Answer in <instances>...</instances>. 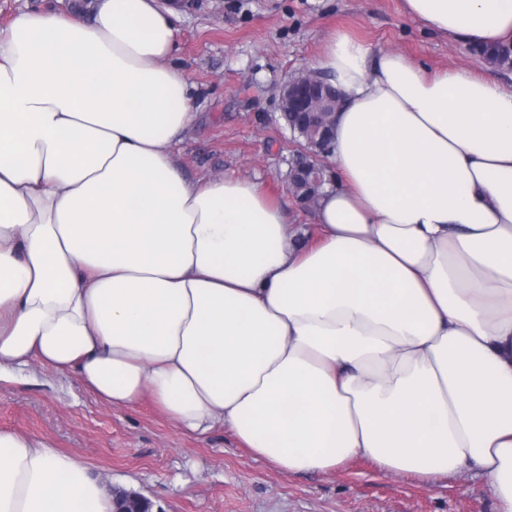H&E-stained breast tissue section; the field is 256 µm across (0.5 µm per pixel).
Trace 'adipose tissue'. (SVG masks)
<instances>
[{
	"label": "adipose tissue",
	"instance_id": "adipose-tissue-1",
	"mask_svg": "<svg viewBox=\"0 0 512 512\" xmlns=\"http://www.w3.org/2000/svg\"><path fill=\"white\" fill-rule=\"evenodd\" d=\"M470 44L512 0H404ZM168 0L0 29V373L151 395L291 473L477 467L512 512V85L331 34L335 181L303 228L259 185L186 179L195 88ZM77 456L0 431V512H115Z\"/></svg>",
	"mask_w": 512,
	"mask_h": 512
}]
</instances>
